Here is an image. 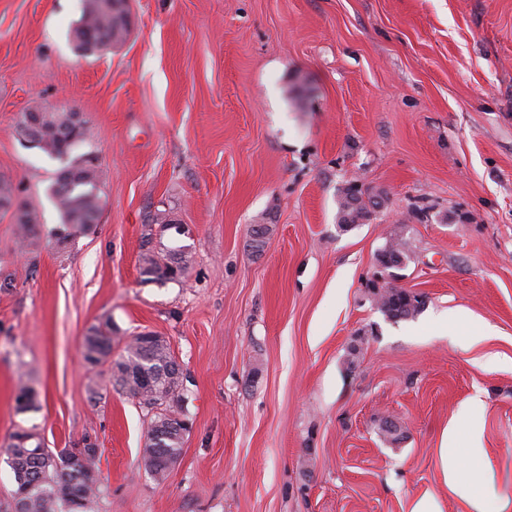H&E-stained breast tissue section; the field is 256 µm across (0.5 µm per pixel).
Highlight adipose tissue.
Segmentation results:
<instances>
[{"label": "adipose tissue", "mask_w": 512, "mask_h": 512, "mask_svg": "<svg viewBox=\"0 0 512 512\" xmlns=\"http://www.w3.org/2000/svg\"><path fill=\"white\" fill-rule=\"evenodd\" d=\"M466 431L470 445L454 448V432ZM483 414L478 399L461 406L450 430L445 431L438 450L439 465L449 492L467 507V512H512V500L497 497L494 480L496 463L483 446Z\"/></svg>", "instance_id": "adipose-tissue-1"}]
</instances>
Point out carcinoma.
Instances as JSON below:
<instances>
[{
  "mask_svg": "<svg viewBox=\"0 0 512 512\" xmlns=\"http://www.w3.org/2000/svg\"><path fill=\"white\" fill-rule=\"evenodd\" d=\"M129 31L126 14L114 0H84L80 19L72 30L76 48L83 53L97 51L102 42L118 43ZM72 113L48 112L39 131V149L63 163L49 191L67 229H83L97 223L101 209L100 171L89 158H72L74 150L89 138V128L75 129L68 135L61 129L70 126ZM380 204V196L366 189L353 190L347 185L338 200L337 222L347 231L367 219L371 209ZM0 207L15 208V223L20 237L31 235L39 217L29 204L17 201L14 188L0 181ZM152 234L141 245L142 274L149 280L175 281L186 273L191 252L186 246L162 252L152 247ZM383 250L401 261L409 259L404 229L391 233ZM375 302L387 317L399 320L420 312L424 303L410 300L403 289L388 288ZM114 327L107 317L92 326L84 337L83 358L91 368L108 366L119 391L138 401L152 413L142 458L146 470L158 480L167 479L182 452L186 427L181 425L177 405L181 382L176 376L178 362L165 339L153 333H140L126 345L124 353L112 358ZM17 410L35 409V392L21 383L16 396ZM7 463L14 473L15 512H95L100 494L95 458L70 454L61 456L42 446L36 427L17 428L5 448Z\"/></svg>",
  "mask_w": 512,
  "mask_h": 512,
  "instance_id": "obj_1",
  "label": "carcinoma"
}]
</instances>
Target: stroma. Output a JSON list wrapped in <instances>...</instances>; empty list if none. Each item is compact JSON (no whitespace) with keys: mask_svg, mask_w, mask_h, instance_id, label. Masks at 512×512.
Wrapping results in <instances>:
<instances>
[{"mask_svg":"<svg viewBox=\"0 0 512 512\" xmlns=\"http://www.w3.org/2000/svg\"><path fill=\"white\" fill-rule=\"evenodd\" d=\"M129 6L126 40L85 56L82 0H0V177L40 216L23 246L0 209V512L20 426L51 449L96 441V512H409L426 492L464 512L437 453L472 397L512 498V0ZM42 108L82 114L77 152L101 172L99 222L69 236L48 194L60 163L17 132ZM354 180L383 200L344 232ZM160 211L186 232L155 246L192 255L165 283L141 274ZM400 226L411 259L393 282L426 301L394 321L369 284ZM455 308L493 335H436ZM105 317L113 356L152 332L181 366L189 429L164 482L141 464L146 410L83 362ZM22 382L36 410H15Z\"/></svg>","mask_w":512,"mask_h":512,"instance_id":"1","label":"stroma"}]
</instances>
